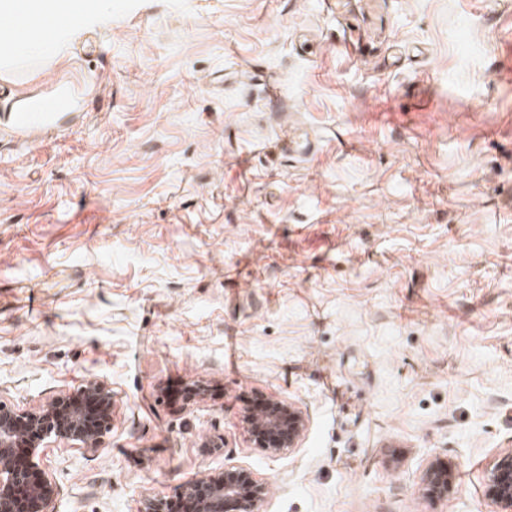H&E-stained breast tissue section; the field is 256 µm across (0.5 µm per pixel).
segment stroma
I'll list each match as a JSON object with an SVG mask.
<instances>
[{"instance_id": "1", "label": "stroma", "mask_w": 512, "mask_h": 512, "mask_svg": "<svg viewBox=\"0 0 512 512\" xmlns=\"http://www.w3.org/2000/svg\"><path fill=\"white\" fill-rule=\"evenodd\" d=\"M86 8L0 50V98L82 94L26 141L0 120V401L115 399L98 450L31 449L55 512H141L227 464L266 483L257 512H497L512 0H351L360 58L323 0ZM286 127L313 151L284 155ZM254 397L306 412L300 447H256ZM435 458L445 500L420 491ZM456 464L452 460L430 461L421 478V493L431 500L444 499L454 489Z\"/></svg>"}]
</instances>
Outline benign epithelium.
<instances>
[{"label": "benign epithelium", "instance_id": "benign-epithelium-1", "mask_svg": "<svg viewBox=\"0 0 512 512\" xmlns=\"http://www.w3.org/2000/svg\"><path fill=\"white\" fill-rule=\"evenodd\" d=\"M113 407L112 389L98 380L34 410L17 411L0 402V512H54L57 484L32 463L16 465L15 449L39 448L52 437L95 451L102 445ZM254 427L255 444L276 455L299 447L308 418L295 404L275 400L254 419ZM455 469L451 460L430 461L421 478L422 495L431 500L448 497L454 489ZM484 492L499 512H512V452L487 473ZM183 495L192 512H225L231 502L250 508L262 501L266 484L242 466L227 465L188 484Z\"/></svg>", "mask_w": 512, "mask_h": 512}]
</instances>
